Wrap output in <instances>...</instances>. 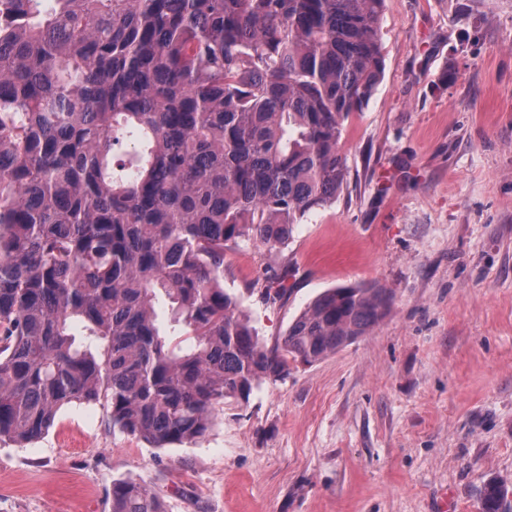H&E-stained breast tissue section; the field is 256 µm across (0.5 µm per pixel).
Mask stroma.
I'll return each mask as SVG.
<instances>
[{"instance_id":"35a3bbf8","label":"stroma","mask_w":512,"mask_h":512,"mask_svg":"<svg viewBox=\"0 0 512 512\" xmlns=\"http://www.w3.org/2000/svg\"><path fill=\"white\" fill-rule=\"evenodd\" d=\"M384 78L344 126L347 182L287 246L224 254L260 338L330 288L393 302L366 336L216 409L199 440L154 448L98 404L0 442V512H112V483L166 512H512V0H386ZM288 295L261 302L263 272ZM504 493L501 485L488 482L480 495L478 509L480 512H499Z\"/></svg>"}]
</instances>
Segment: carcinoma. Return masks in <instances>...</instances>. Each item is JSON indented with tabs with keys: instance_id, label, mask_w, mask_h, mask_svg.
I'll use <instances>...</instances> for the list:
<instances>
[{
	"instance_id": "carcinoma-1",
	"label": "carcinoma",
	"mask_w": 512,
	"mask_h": 512,
	"mask_svg": "<svg viewBox=\"0 0 512 512\" xmlns=\"http://www.w3.org/2000/svg\"><path fill=\"white\" fill-rule=\"evenodd\" d=\"M385 0H0V440L72 403L154 448L289 364L383 320L382 288H331L267 346L224 290V251L284 246L347 180L344 123L383 80ZM133 129L127 163L114 149ZM267 272L266 302L288 292ZM182 332L161 333L155 302ZM83 325L87 340L73 333ZM489 482L479 512H499ZM112 512H165L112 483Z\"/></svg>"
}]
</instances>
